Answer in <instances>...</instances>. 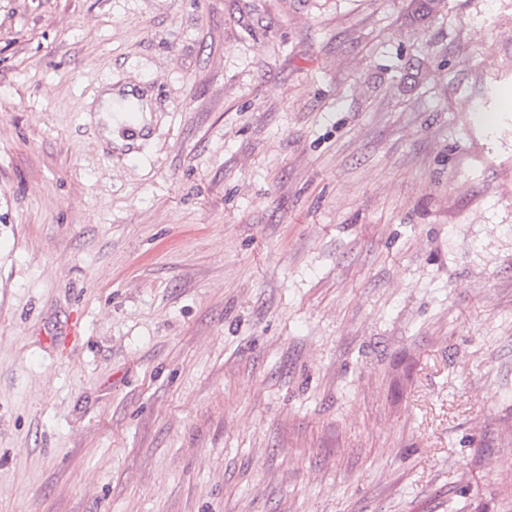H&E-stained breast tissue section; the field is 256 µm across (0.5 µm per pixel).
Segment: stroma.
Returning <instances> with one entry per match:
<instances>
[{
    "label": "stroma",
    "mask_w": 512,
    "mask_h": 512,
    "mask_svg": "<svg viewBox=\"0 0 512 512\" xmlns=\"http://www.w3.org/2000/svg\"><path fill=\"white\" fill-rule=\"evenodd\" d=\"M411 10L0 0V512H512V0Z\"/></svg>",
    "instance_id": "stroma-1"
}]
</instances>
